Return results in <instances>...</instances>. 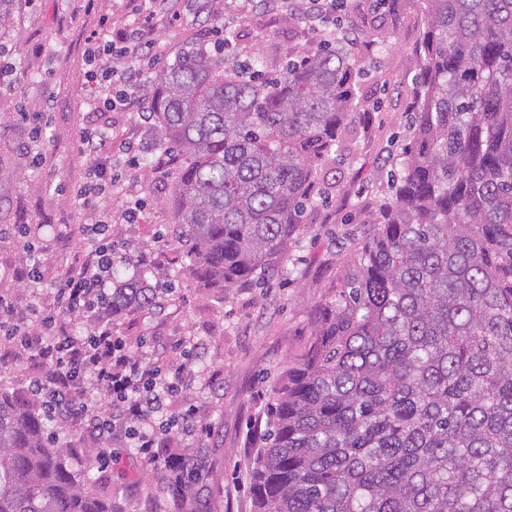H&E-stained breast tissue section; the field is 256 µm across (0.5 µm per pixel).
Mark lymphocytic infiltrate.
I'll list each match as a JSON object with an SVG mask.
<instances>
[{"mask_svg": "<svg viewBox=\"0 0 512 512\" xmlns=\"http://www.w3.org/2000/svg\"><path fill=\"white\" fill-rule=\"evenodd\" d=\"M132 10L135 25L110 28L109 39L88 41L90 111L130 110L142 91V64L158 45L155 34L161 22L172 24L181 18L169 0H138ZM108 56L125 59L126 67L105 65ZM80 142L89 162L88 178L71 196L91 221L77 225L69 235L81 243V254L63 262L53 303L40 312L37 332H22L23 314L10 298L0 296V334L19 337L31 360L45 365L35 390L49 414L77 422L94 442H120L136 449L148 464L165 467L169 460L161 449L163 436L195 437L205 427L192 410L172 411L184 389L182 373L168 371L153 352L132 353L113 326L109 295L118 255L112 245L111 218L101 206L120 186L112 171L111 124L86 129ZM14 233L23 245V257L12 276L35 290L44 276L42 252L33 242L30 225H16ZM73 315L92 318L90 334L67 332L66 320ZM97 391L108 395L107 409L90 408L88 401Z\"/></svg>", "mask_w": 512, "mask_h": 512, "instance_id": "obj_1", "label": "lymphocytic infiltrate"}]
</instances>
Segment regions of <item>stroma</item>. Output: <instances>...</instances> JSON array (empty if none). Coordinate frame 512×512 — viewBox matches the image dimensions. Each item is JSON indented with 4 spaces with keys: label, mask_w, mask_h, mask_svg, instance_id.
<instances>
[{
    "label": "stroma",
    "mask_w": 512,
    "mask_h": 512,
    "mask_svg": "<svg viewBox=\"0 0 512 512\" xmlns=\"http://www.w3.org/2000/svg\"><path fill=\"white\" fill-rule=\"evenodd\" d=\"M340 14L358 35L352 49L363 71L359 138L342 152L345 192L332 195L299 225L279 277L224 295L183 277L166 237L173 214L156 175L163 160L148 170L127 169L112 198L118 254L150 255L156 275L174 284L162 310L117 318L116 330L131 348L154 349L170 370L191 375L177 405L195 406L210 429L208 438L183 443L201 479L188 505L179 507L165 468L143 463L130 448L117 449L112 459L97 456L78 425L53 423L69 464L90 469L96 491L111 498L116 512H253L249 480L265 405L308 343L313 309L327 295L346 251L362 240L371 214L390 196L388 159L401 153L411 134L417 52L426 28L417 0H345ZM106 18L129 21L126 0H19L13 28L0 35L17 66L13 76L0 79V226L32 225L45 250V281L32 297L10 275L19 245L1 238L0 295L38 310L51 302L61 257L79 254L60 237L81 221L69 192L84 182L88 169L80 150L90 123L85 49L90 36L104 33ZM202 27L191 15L163 25L161 63L196 47ZM224 31L244 56L278 60L316 39L306 26L289 25L287 15L263 7L233 14ZM38 115L43 122L37 133L32 120ZM109 121L116 162L124 161L129 141L145 155L151 132L137 113L114 112ZM130 197L146 201L143 223H122ZM41 373L18 340L0 339V382L28 395Z\"/></svg>",
    "instance_id": "35a3bbf8"
}]
</instances>
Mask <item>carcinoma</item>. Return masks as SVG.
Masks as SVG:
<instances>
[{"instance_id":"carcinoma-1","label":"carcinoma","mask_w":512,"mask_h":512,"mask_svg":"<svg viewBox=\"0 0 512 512\" xmlns=\"http://www.w3.org/2000/svg\"><path fill=\"white\" fill-rule=\"evenodd\" d=\"M18 2L0 0V31ZM421 3L400 177L271 394L253 512H512V0ZM271 67L196 47L147 90L175 260L201 288L273 277L343 185L358 58L338 37ZM148 273L112 278V312L155 306ZM48 423L0 384V512H114Z\"/></svg>"}]
</instances>
